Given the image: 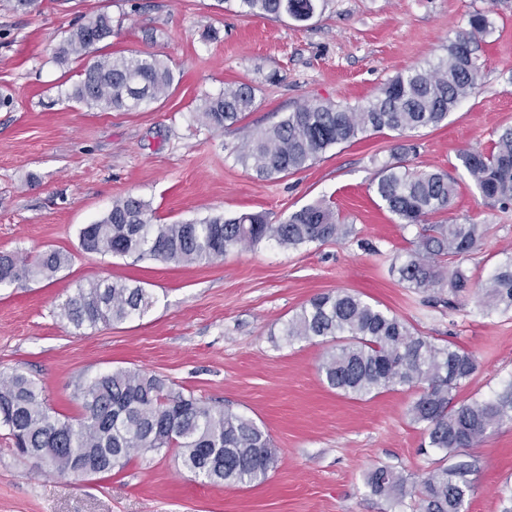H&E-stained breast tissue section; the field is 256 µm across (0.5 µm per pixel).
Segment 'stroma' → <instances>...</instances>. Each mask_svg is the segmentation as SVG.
I'll return each mask as SVG.
<instances>
[{
    "label": "stroma",
    "mask_w": 512,
    "mask_h": 512,
    "mask_svg": "<svg viewBox=\"0 0 512 512\" xmlns=\"http://www.w3.org/2000/svg\"><path fill=\"white\" fill-rule=\"evenodd\" d=\"M101 11L113 20L101 53L161 55L175 75L165 99L106 112L68 100L79 66L57 65L53 49L65 30ZM476 11L491 22L475 52L482 80L447 123L408 137L370 132L276 180L240 163L252 131L301 103L360 107L398 73L433 69ZM234 83L254 86L253 111L224 129L202 124V98ZM3 97L0 252L32 260L57 249L71 261L52 279L0 288V372L35 379L51 410L74 418L79 380L140 369L253 418L279 462L263 482L214 485L171 449L76 480L35 472L0 432V512H414L413 499H386L367 485L375 467L414 479L440 458L407 416L412 390L336 392L319 373L327 344L284 334L322 293L354 291L437 344L469 351L477 369L458 400L492 399L512 384V310L487 309L477 289L454 306L432 305L401 283L393 265L415 230L397 224L373 191L385 164L448 172L457 193L438 223L490 227L467 262L477 284L512 256V207L484 199L459 160L466 150L490 151L497 131L512 127V0H328L306 22L249 16L238 0H42L36 13L0 0ZM128 195L148 202L161 224L241 213L275 224L326 202L354 231L297 249L264 242L186 266L84 252L80 229ZM94 278L142 286L154 305L122 323L64 327L59 305ZM461 454L474 486L463 512L512 506V422Z\"/></svg>",
    "instance_id": "stroma-1"
}]
</instances>
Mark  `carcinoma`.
I'll return each instance as SVG.
<instances>
[{"label":"carcinoma","mask_w":512,"mask_h":512,"mask_svg":"<svg viewBox=\"0 0 512 512\" xmlns=\"http://www.w3.org/2000/svg\"><path fill=\"white\" fill-rule=\"evenodd\" d=\"M243 13L311 19L326 0H238ZM469 29L448 45L447 56L429 71L411 68L389 80L358 108L331 103L302 104L275 125L252 134L238 160L263 180L277 179L311 166L333 146L368 132L400 135L436 127L478 87L475 51L489 32L482 12ZM112 37V16L97 13L67 31L53 52L59 64L82 62L68 97L102 111L132 110L168 95L171 67L158 55H99L98 45ZM255 89L245 83L201 100L197 117L211 128H226L246 117ZM459 159L482 196L504 206L512 203V127L504 129L488 153L466 151ZM382 205L397 223L417 228L412 248L398 273L419 292L458 297L475 286L465 261L486 238L487 224H432L449 210L456 181L443 171H412L401 163L383 166L374 180ZM353 225L342 224L323 203L310 205L273 224L260 213L214 216L173 224L155 223L146 201L127 196L97 222L79 231L87 253L132 257L185 265L221 260L231 250L273 241L298 248L346 238ZM70 256L49 250L30 262L0 254V286L30 278L49 279ZM483 304L512 308V257L491 274ZM153 296L138 285L92 279L62 302L58 317L76 330L100 323H122L153 306ZM288 340L331 342L319 366L323 381L345 395L365 397L397 387L416 389L408 408L411 423L422 427L428 447L450 455L480 443L488 431L512 422V383L493 399L459 402L456 391L476 370L474 357L454 343L438 345L419 335L402 318L346 290L311 298L285 328ZM78 419L50 412L42 388L23 373L0 374V430L16 451L47 473L66 477L91 467L103 474L134 456L178 449L184 467L210 484H251L278 465L269 434L252 418L216 408L191 393L175 391L165 380L140 369H116L79 381ZM472 464L459 460L438 465L419 481L380 466L367 477L378 496L416 499L418 512H462L473 487Z\"/></svg>","instance_id":"obj_1"}]
</instances>
